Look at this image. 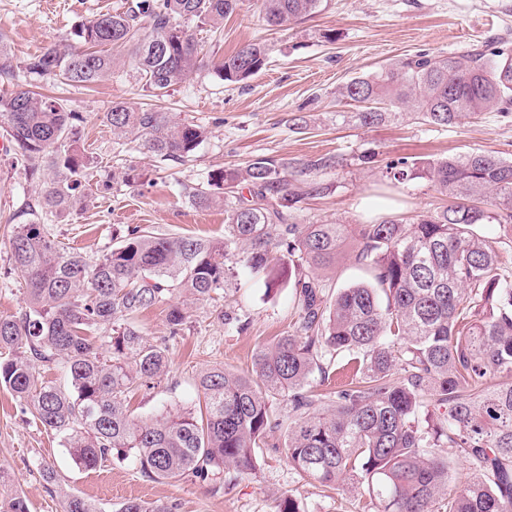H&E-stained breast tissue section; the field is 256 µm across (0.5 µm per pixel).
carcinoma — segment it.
I'll return each instance as SVG.
<instances>
[{"label": "carcinoma", "instance_id": "cac0c4a2", "mask_svg": "<svg viewBox=\"0 0 512 512\" xmlns=\"http://www.w3.org/2000/svg\"><path fill=\"white\" fill-rule=\"evenodd\" d=\"M238 0H136L127 10L88 19L74 38L30 56L38 76L92 86L112 74L113 53L127 52L151 96L162 98L203 67L184 27L217 32ZM321 0H262L263 19L282 27L317 12ZM151 33L140 34V20ZM266 47L249 43L217 72L239 82L265 65ZM0 34V81L15 70ZM342 99L359 104L371 125L393 106L449 125L512 106V50L507 43L434 60L418 53L380 72L346 82ZM103 119L160 161L186 162L207 138L205 127L152 109L114 102ZM79 113L29 90L0 95V134L38 181L33 216L9 239L10 260L25 277L20 311L0 318V386L57 435L74 465L130 459L149 480L220 479L253 474L258 449L285 430L284 454L295 471L331 490L361 488L377 512H512V280L499 273L498 246L483 224H512V160L475 152L424 165L400 159L393 179L428 178L448 194L436 215L407 224L384 218L357 225L358 263L370 281L336 292L319 270L336 258L347 224H290L289 209L315 191L290 178L286 165L259 158L221 169L207 186L185 187L208 205L239 183L249 197H225L224 239L168 237L126 226L117 245L95 262L61 247L45 221L81 209L90 161L78 145ZM129 164L112 171L106 190L141 182ZM274 250L294 273L299 314L291 333L259 349L254 375L216 364L196 378L198 406L133 418L125 402L135 389L161 382L168 346L147 341L140 315L179 296L167 312L170 337L185 324V306L224 295L245 269L280 286L269 269ZM341 355L355 364L350 383L326 394L308 391L317 370L327 376ZM67 378L58 385L39 368ZM288 399L287 419L271 400ZM446 415L433 417L427 407ZM471 478L448 489L452 459ZM163 502L126 500L114 511L78 495L63 512H175ZM0 512H29L14 491Z\"/></svg>", "mask_w": 512, "mask_h": 512}]
</instances>
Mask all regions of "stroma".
I'll use <instances>...</instances> for the list:
<instances>
[{
    "instance_id": "stroma-1",
    "label": "stroma",
    "mask_w": 512,
    "mask_h": 512,
    "mask_svg": "<svg viewBox=\"0 0 512 512\" xmlns=\"http://www.w3.org/2000/svg\"><path fill=\"white\" fill-rule=\"evenodd\" d=\"M130 0H0V34L18 66L15 83L63 99L83 117L79 145L92 159L87 179L96 182L112 169L134 164L142 183L89 194L83 210L54 219L50 231L62 246L95 260L112 248L113 231L141 225L176 237L220 239L224 207L198 206L185 186L205 182L208 173L241 168L259 157L286 161L293 177L308 173L319 190L291 211L295 224H369L386 217L413 220L442 211L448 198L431 181L392 183L389 164L405 158L420 163L482 152L512 159V111L488 112L439 126L409 112L389 109L385 120L362 125L357 106L341 101L338 89L417 53L442 59L471 49L512 41V0H323L319 12L283 30L262 19L261 0H240L214 38L195 23L186 28L205 57L204 67L168 96L150 97L132 59L117 54L111 77L90 86L67 85L28 74L23 62L43 47L72 37L87 18L125 11ZM261 42L266 66L238 83L220 79L216 65L240 47ZM169 112L205 125L208 137L190 161L157 163L136 142L117 138L101 119L112 102ZM336 156V167L306 172L311 161ZM39 191L26 179L24 162L0 155V317L15 315L26 282L9 259L8 237L25 223L21 209ZM357 235H350L335 263L324 271L333 288L366 280L357 264ZM232 302L238 324L219 313ZM298 315L292 284L266 290L262 278L240 275L226 300L191 305L180 336L170 338L165 305L144 313L139 327L147 340L169 346L168 373L154 387L129 400L138 417L173 404L197 403V374L212 365L248 373L254 352L291 330ZM55 466L59 481L47 482L42 463ZM0 493L21 490L31 512H63L65 493L120 505L128 498L176 504V512H276L277 498L293 495L302 512H374L363 491L338 496L300 477L278 449L258 451L255 474L229 483L147 480L132 463L110 459L92 470L77 469L58 438L47 433L11 392L0 388Z\"/></svg>"
}]
</instances>
